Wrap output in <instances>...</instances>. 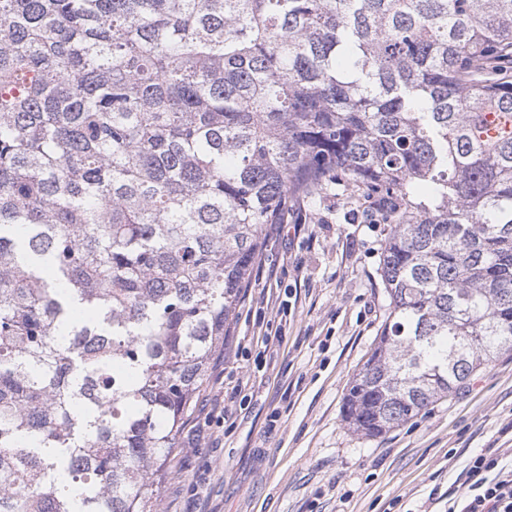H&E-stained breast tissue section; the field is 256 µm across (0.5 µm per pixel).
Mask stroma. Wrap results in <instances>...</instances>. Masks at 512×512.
Returning a JSON list of instances; mask_svg holds the SVG:
<instances>
[{"label": "stroma", "instance_id": "stroma-1", "mask_svg": "<svg viewBox=\"0 0 512 512\" xmlns=\"http://www.w3.org/2000/svg\"><path fill=\"white\" fill-rule=\"evenodd\" d=\"M371 195L331 182L266 225L158 512H446L472 456L512 448L510 353L385 434L347 425L346 395L387 317L379 267L393 226L362 221ZM271 330L279 343L261 349ZM208 402L223 422L206 424Z\"/></svg>", "mask_w": 512, "mask_h": 512}]
</instances>
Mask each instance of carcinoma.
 <instances>
[{
	"instance_id": "cac0c4a2",
	"label": "carcinoma",
	"mask_w": 512,
	"mask_h": 512,
	"mask_svg": "<svg viewBox=\"0 0 512 512\" xmlns=\"http://www.w3.org/2000/svg\"><path fill=\"white\" fill-rule=\"evenodd\" d=\"M509 66L512 0H0V512H154L264 226L332 179L412 209L354 430L512 353Z\"/></svg>"
}]
</instances>
